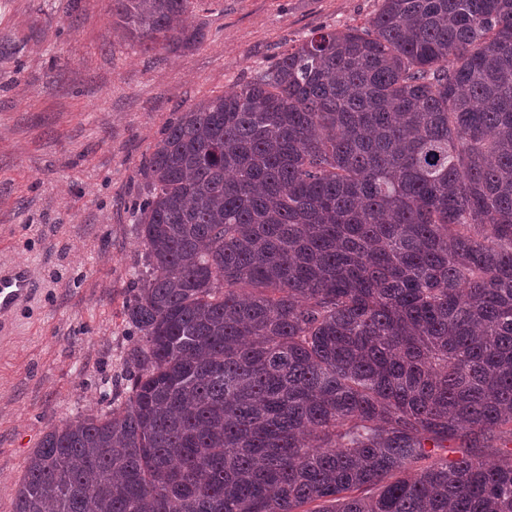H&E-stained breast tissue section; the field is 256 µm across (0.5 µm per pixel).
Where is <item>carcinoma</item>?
Segmentation results:
<instances>
[{"mask_svg":"<svg viewBox=\"0 0 512 512\" xmlns=\"http://www.w3.org/2000/svg\"><path fill=\"white\" fill-rule=\"evenodd\" d=\"M194 2L112 16L185 49ZM144 175L125 398L47 431L11 512H512V0L318 29Z\"/></svg>","mask_w":512,"mask_h":512,"instance_id":"obj_1","label":"carcinoma"}]
</instances>
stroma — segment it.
<instances>
[{
    "mask_svg": "<svg viewBox=\"0 0 512 512\" xmlns=\"http://www.w3.org/2000/svg\"><path fill=\"white\" fill-rule=\"evenodd\" d=\"M382 0H199L201 43L140 51L111 0H0V274L33 295L0 316V512L59 421L106 410L138 336L135 203L170 120L230 91L320 27H364Z\"/></svg>",
    "mask_w": 512,
    "mask_h": 512,
    "instance_id": "1",
    "label": "stroma"
}]
</instances>
